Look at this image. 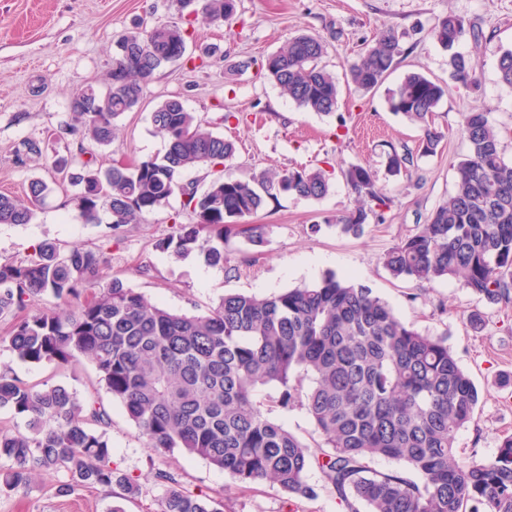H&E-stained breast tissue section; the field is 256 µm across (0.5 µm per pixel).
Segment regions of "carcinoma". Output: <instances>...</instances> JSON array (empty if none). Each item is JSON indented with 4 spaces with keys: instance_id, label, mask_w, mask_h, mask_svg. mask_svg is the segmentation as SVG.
I'll list each match as a JSON object with an SVG mask.
<instances>
[{
    "instance_id": "1",
    "label": "carcinoma",
    "mask_w": 512,
    "mask_h": 512,
    "mask_svg": "<svg viewBox=\"0 0 512 512\" xmlns=\"http://www.w3.org/2000/svg\"><path fill=\"white\" fill-rule=\"evenodd\" d=\"M221 25L238 0H177ZM466 23L450 14L434 23L432 39L448 51L450 77L478 84L477 62L457 51ZM190 33L177 22L132 31L119 41L105 91L90 86L71 97L84 138L108 147L115 121L137 107L143 87L161 67L185 58ZM317 36L291 39L262 64L268 79L297 105L330 116L338 102L335 77L321 64ZM403 55L399 34L387 29L349 65L351 81L371 90ZM500 81L512 88V48L497 61ZM445 95L422 73L407 74L389 97L392 112L421 127V154L433 155L441 133L433 112ZM165 152L133 165L101 169L83 161L84 150L50 166L51 181L35 178L25 197L0 194V224H29L49 193L75 186L72 202L87 223L109 212L117 231L182 198L196 216L178 224L158 247L176 258L194 251L211 266L224 265V237L263 242L260 227L242 220L281 193L321 199L331 188L323 167L262 171L250 180L217 177L200 191L179 181L186 169H211L235 157L236 146L208 130L182 100L171 97L151 112ZM467 153L454 166V190L415 234L383 256L395 278L419 283L454 279L493 304L512 305V161L488 113L462 114ZM42 156L36 141L15 151L14 163ZM413 164L408 153L386 155L393 177ZM342 175L359 206L339 219L346 234L363 229L389 197L371 168L350 165ZM101 251L40 244L30 258L0 262V319L10 320L0 342L21 361L71 365L81 359L122 404L146 445L156 453L178 450L224 471L240 486L271 482L290 496H311L306 472L318 465L323 480L365 512H512V435L487 462L459 464L454 443L471 420L478 390L458 365L446 336H432L401 321L373 289L330 273L319 282L265 297L228 293L203 314L174 311L146 299L118 278L102 281ZM45 296L64 307L30 310ZM271 389L269 408L256 396ZM305 409L319 440L309 444L270 415L275 408ZM0 409L26 420L25 431L0 428V491L28 486L43 472H62L60 493L78 488H122L123 499L141 486L111 465L108 410L80 399L63 385L29 384L0 370ZM403 465L381 472L373 457ZM168 485L158 512H219L218 502Z\"/></svg>"
}]
</instances>
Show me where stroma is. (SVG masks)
Returning <instances> with one entry per match:
<instances>
[{"mask_svg":"<svg viewBox=\"0 0 512 512\" xmlns=\"http://www.w3.org/2000/svg\"><path fill=\"white\" fill-rule=\"evenodd\" d=\"M451 13L476 29L457 49L477 61L478 86L451 80L447 52L428 35ZM180 19L176 0H0V193L24 196L31 179L48 178L53 159L83 147L105 168L163 154L165 141L154 132L150 114L178 96L205 126L235 139L237 146L232 162L183 172L182 182L203 188L219 176L247 179L266 169L327 162L334 169L329 194L320 200L279 195L250 218L262 227V245L242 235L225 237L219 268L196 252L176 259L159 249L176 225L195 221L180 197L143 222L111 233L108 212L100 213L98 223H85L69 194L56 190L31 223L0 224V261L26 259L46 241L98 248L105 275L150 301L193 312L216 306L227 293L270 295L314 284L330 272L367 285L402 321L429 335L447 334L480 394L471 421L457 434L456 458L463 464L493 459L500 440L512 435V306L489 303L455 280L426 284L393 278L382 257L416 233L452 194L454 166L467 151L464 112L475 107L488 112L501 132L506 159H512V88L500 82L497 71L501 51L512 46V0H239L230 24L192 20L186 60L155 72L140 105L117 120L111 146L85 144L69 110L72 94L88 85L104 86L115 43L127 32ZM390 27L401 36L399 64L378 88H356L348 79L349 64ZM302 33L317 35L326 45L322 63L340 88L332 116L299 107L259 72L268 55ZM410 72L447 87L433 116L443 139L431 156L418 155L420 129L389 107L391 91ZM228 112L248 119L226 123ZM28 139L39 141L42 157L14 165L15 150ZM392 148L413 153L408 173L388 175L386 154ZM352 164L371 167L391 199L381 218H368L357 237L343 234L336 223L338 215L356 206L341 175ZM473 314L481 319L479 327L469 322ZM1 367L27 383L47 379L79 398L102 401L112 417L107 431L112 465L142 490L137 500L123 503L126 512H156L166 493L154 478L159 470L174 473L195 494L220 501L223 512H351L315 465L306 473L314 496L290 499L267 482L237 487L223 471L178 451L154 454L122 406L100 387L88 361L64 368L33 366L0 345ZM64 478L61 472H44L28 487L0 492V512H111L120 501L117 487L57 495Z\"/></svg>","mask_w":512,"mask_h":512,"instance_id":"35a3bbf8","label":"stroma"}]
</instances>
